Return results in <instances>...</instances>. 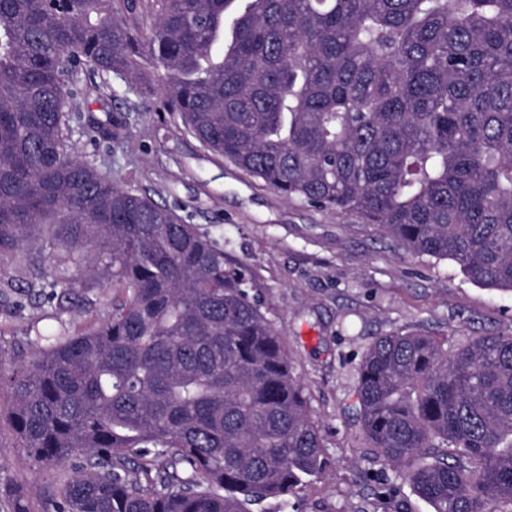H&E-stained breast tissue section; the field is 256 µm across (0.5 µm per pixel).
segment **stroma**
<instances>
[{
	"instance_id": "35a3bbf8",
	"label": "stroma",
	"mask_w": 512,
	"mask_h": 512,
	"mask_svg": "<svg viewBox=\"0 0 512 512\" xmlns=\"http://www.w3.org/2000/svg\"><path fill=\"white\" fill-rule=\"evenodd\" d=\"M164 72L147 81L100 77L88 67L74 76L80 122L69 142L81 160L114 184L150 197L181 223L194 225L226 256L247 266L263 310L280 331L326 446L324 471L303 487L290 508L268 500L251 512H432L410 486L383 504L360 472L384 469L361 430L356 369L375 337L396 330L463 340L512 329V294L464 277L449 260L415 256L355 212L315 207L268 188L229 160L206 150L164 106ZM101 96H85L92 85ZM126 120L120 142L101 128ZM27 270L0 258V284L29 297L17 309L0 298V351L19 361L40 314L35 289L57 265L51 250L26 253ZM23 491L28 512H58L56 473L20 448L7 415H0V512L11 491Z\"/></svg>"
}]
</instances>
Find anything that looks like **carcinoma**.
I'll use <instances>...</instances> for the list:
<instances>
[{"instance_id": "1", "label": "carcinoma", "mask_w": 512, "mask_h": 512, "mask_svg": "<svg viewBox=\"0 0 512 512\" xmlns=\"http://www.w3.org/2000/svg\"><path fill=\"white\" fill-rule=\"evenodd\" d=\"M0 0V255L63 246L29 360L0 353L12 429L62 512H250L324 466L246 267L73 155L69 76L166 72L167 111L288 198L364 216L406 251L512 293V0ZM110 288L89 326L76 288ZM390 498L512 512V332L396 331L357 367ZM136 4L134 7H128L125 2L126 8L123 7L122 2V11L123 17L126 21L128 27L135 33L139 34L145 26L148 24V20H146V15L152 9L151 0H134Z\"/></svg>"}]
</instances>
